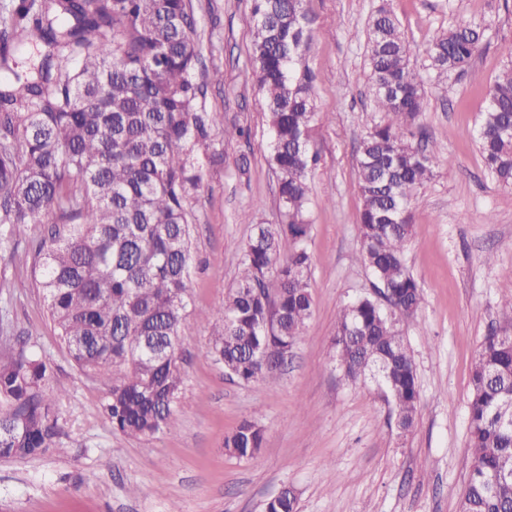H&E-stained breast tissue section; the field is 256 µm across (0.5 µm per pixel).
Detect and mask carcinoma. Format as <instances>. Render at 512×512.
<instances>
[{"instance_id": "carcinoma-1", "label": "carcinoma", "mask_w": 512, "mask_h": 512, "mask_svg": "<svg viewBox=\"0 0 512 512\" xmlns=\"http://www.w3.org/2000/svg\"><path fill=\"white\" fill-rule=\"evenodd\" d=\"M249 65L257 75L278 173L279 224H256L207 353L232 378L274 386L278 360L313 312L307 248L308 175L316 112L313 76L302 67L312 38L305 0H251ZM486 27L451 28L429 45V69L470 65ZM28 42L45 47L32 76L0 86V227L51 225L35 246V284L75 365L107 389L113 430L153 436L175 423L183 375L178 355L192 283V216L217 115L205 107L215 70L197 77L201 44L192 0H9L0 6V72ZM367 59L382 120L361 142L360 257L389 301L358 297L336 318L333 348L344 376L368 374L410 430L420 403L412 356L398 329L416 316L422 291L405 249L415 191L441 162L418 152L411 123L423 108L424 75L410 62L390 10L372 19ZM512 66L494 79L478 134L490 173L512 186ZM52 359L18 341L0 352V458L38 457L62 434L46 390ZM467 408L472 469L461 512H512V318L481 342ZM264 433L241 421L225 452L251 458ZM282 489L266 512H297Z\"/></svg>"}]
</instances>
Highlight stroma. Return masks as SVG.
Masks as SVG:
<instances>
[{
    "label": "stroma",
    "mask_w": 512,
    "mask_h": 512,
    "mask_svg": "<svg viewBox=\"0 0 512 512\" xmlns=\"http://www.w3.org/2000/svg\"><path fill=\"white\" fill-rule=\"evenodd\" d=\"M203 61L219 68L205 105L219 113L213 132L223 163L206 169L190 203L193 256L189 316L182 329L184 385L174 426L129 438L114 432L105 389L80 372L60 345L32 260L23 253L36 231L11 229L16 255L0 251V344L15 336L50 354V394L63 426V453L0 460V512H265L293 488L297 512H460L471 466L467 403L475 355L512 308V187L484 165L477 131L496 75L512 62V4L504 0H307L319 161L309 183L314 309L276 386L228 378L206 353L210 325L199 314L219 309L235 283L252 226L279 220L277 175L267 162L268 126L248 65L250 0H193ZM386 6L400 24L411 61L427 70L433 39L464 21L488 28L466 71L431 73L424 109L411 125L415 145L442 158L410 206L405 260L423 301L400 322L414 360L421 403L401 432L377 384L351 381L339 369L332 339L336 313L356 297H374L376 279L360 261L356 185L359 145L379 121L366 64L368 27ZM250 127L249 142L225 140L232 124ZM250 160L247 174L236 161ZM265 440L252 458L224 450L243 420Z\"/></svg>",
    "instance_id": "35a3bbf8"
}]
</instances>
